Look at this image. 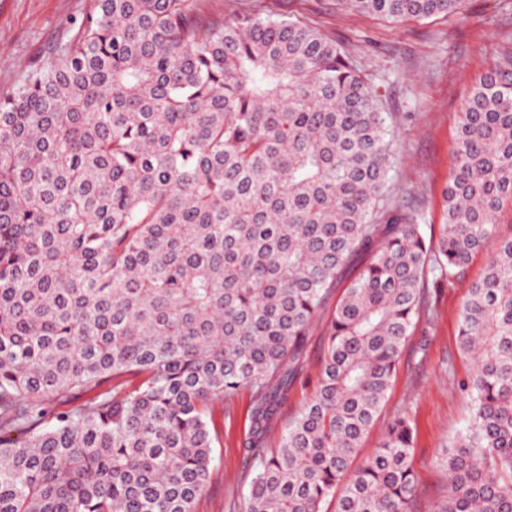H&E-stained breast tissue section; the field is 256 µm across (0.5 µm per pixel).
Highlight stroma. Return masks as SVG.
Returning a JSON list of instances; mask_svg holds the SVG:
<instances>
[{"instance_id":"35a3bbf8","label":"stroma","mask_w":512,"mask_h":512,"mask_svg":"<svg viewBox=\"0 0 512 512\" xmlns=\"http://www.w3.org/2000/svg\"><path fill=\"white\" fill-rule=\"evenodd\" d=\"M207 6L228 19L251 13L294 16L352 54L382 86L385 109L396 117L395 203L403 211L417 212L426 234L439 237L446 222L444 191L459 113L475 80L495 68L508 49L512 0H465L462 13L448 19L394 23L348 11L339 0H207ZM90 7L91 0H0V96L30 65L67 40ZM487 258L484 251L472 257L463 275L442 289L433 323L419 325L408 339L386 403L353 460L361 466L378 448L393 416L409 412L422 512L445 494L447 481L438 458L469 417L470 402L458 383L473 365L459 350L457 319L467 289L482 277ZM322 345L323 329L318 326L307 340L299 377L278 410L269 450L277 449L289 422L312 396ZM251 407L246 390L216 406L214 461L195 512H241L256 464L248 446Z\"/></svg>"}]
</instances>
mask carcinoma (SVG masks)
<instances>
[{
  "instance_id": "cac0c4a2",
  "label": "carcinoma",
  "mask_w": 512,
  "mask_h": 512,
  "mask_svg": "<svg viewBox=\"0 0 512 512\" xmlns=\"http://www.w3.org/2000/svg\"><path fill=\"white\" fill-rule=\"evenodd\" d=\"M203 2L92 0L0 98V512H194L211 410L242 389L243 512H416L408 413L350 460L434 290L488 247L458 313L471 413L429 512H512V55L462 106L435 241L390 206L391 113L355 59ZM463 3L345 0L390 21ZM319 325L316 390L268 453Z\"/></svg>"
}]
</instances>
